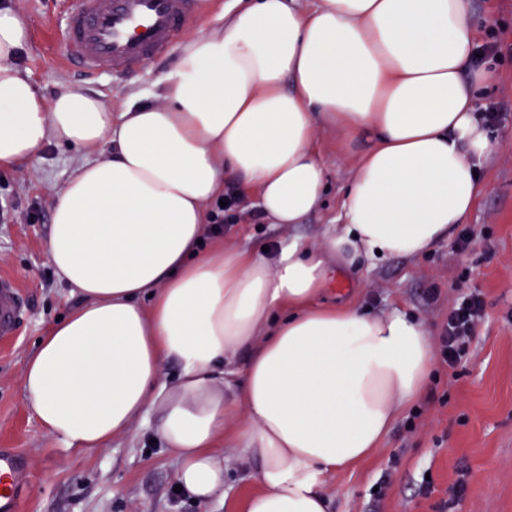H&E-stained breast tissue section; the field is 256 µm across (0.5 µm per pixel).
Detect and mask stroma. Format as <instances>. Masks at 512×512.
I'll return each instance as SVG.
<instances>
[{
  "instance_id": "obj_1",
  "label": "stroma",
  "mask_w": 512,
  "mask_h": 512,
  "mask_svg": "<svg viewBox=\"0 0 512 512\" xmlns=\"http://www.w3.org/2000/svg\"><path fill=\"white\" fill-rule=\"evenodd\" d=\"M27 22L31 48L23 64L53 99L68 84L84 85L120 111L130 95L152 88L175 53L123 75L83 79L59 69L46 50L56 28L55 0H4ZM482 42L502 51L489 65L499 75L487 102L499 107L497 145L483 169L488 189L463 229L467 249L450 238L416 258L357 261L339 289L349 304L378 312L399 307L423 320L439 338L449 310L469 289H479L485 317L456 370L436 360L430 385L389 436L362 464L337 472L326 487L330 512H512V0H472ZM317 147L329 178L320 210L301 224L263 223L254 191L228 181L237 203L224 213L225 245L259 252L271 239L315 244L338 229L343 188L356 163L336 134L320 131ZM73 149L49 148L39 169L0 167V271L26 290L19 334L0 343V448L18 449L30 476L22 512H234L257 486L254 461L224 449L227 488L202 503L179 495L175 457L134 427L107 448L75 452L46 433L32 416L21 386L28 355L58 318L82 302L58 282L45 252L53 197L70 175ZM463 496H456V489Z\"/></svg>"
}]
</instances>
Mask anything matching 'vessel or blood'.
Listing matches in <instances>:
<instances>
[{
  "label": "vessel or blood",
  "instance_id": "b4317fda",
  "mask_svg": "<svg viewBox=\"0 0 512 512\" xmlns=\"http://www.w3.org/2000/svg\"><path fill=\"white\" fill-rule=\"evenodd\" d=\"M56 54L82 75L123 74L167 54L194 23L203 0H59ZM24 289L0 273V341L15 338L25 315ZM22 460L0 448V512H20Z\"/></svg>",
  "mask_w": 512,
  "mask_h": 512
}]
</instances>
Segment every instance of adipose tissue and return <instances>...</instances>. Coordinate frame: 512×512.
I'll list each match as a JSON object with an SVG mask.
<instances>
[{"label":"adipose tissue","mask_w":512,"mask_h":512,"mask_svg":"<svg viewBox=\"0 0 512 512\" xmlns=\"http://www.w3.org/2000/svg\"><path fill=\"white\" fill-rule=\"evenodd\" d=\"M470 0H237L188 37L120 112L79 86L45 100L23 65V17L0 7V164L79 150L52 207L46 254L83 299L50 327L21 380L67 449L148 426L183 494H224L217 444L253 458L241 512H327L324 488L381 447L424 394L428 326L322 298L357 258H417L465 223L495 139L480 121L495 73L477 59ZM357 152L343 229L261 256L205 240L226 176L265 223L323 200L320 129ZM179 368L162 380L164 364Z\"/></svg>","instance_id":"obj_1"}]
</instances>
